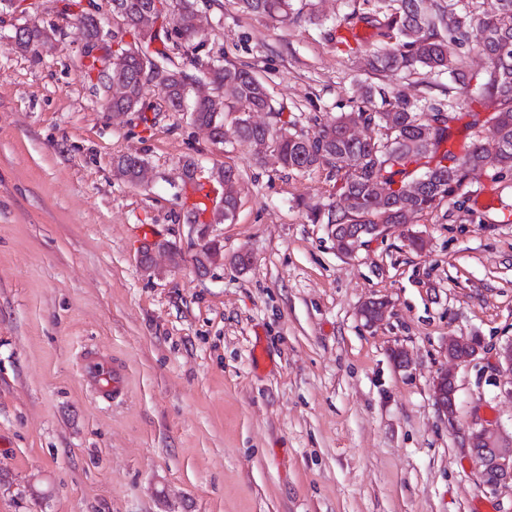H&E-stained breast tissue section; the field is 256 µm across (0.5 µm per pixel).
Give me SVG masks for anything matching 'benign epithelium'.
<instances>
[{
    "label": "benign epithelium",
    "instance_id": "obj_1",
    "mask_svg": "<svg viewBox=\"0 0 512 512\" xmlns=\"http://www.w3.org/2000/svg\"><path fill=\"white\" fill-rule=\"evenodd\" d=\"M91 52L99 58L98 67L108 73L112 72V53L103 50V43L96 45L82 44L80 54ZM211 179L223 186L222 196H213L209 201V214L205 223L197 224L199 227L198 247L196 256L206 269L211 264L206 255L205 247L211 245L208 240V227L210 219H224V198L235 195L234 183L224 182V178L212 171ZM333 229L331 237L335 241L338 253L342 256H354L361 246L369 239H378L386 235L388 224H340L329 225ZM389 303L385 299H378L375 303H365L360 311V318L372 326L381 322L386 315ZM484 353V342L478 336H450L448 337L447 354L450 368L438 373L433 382V394L439 410L447 418L448 424H453L456 418V379L454 367L475 361ZM479 445L484 455L480 466L482 467L483 484L490 491L495 492L502 488H512V435H504L499 427L485 424L471 430L467 437V448Z\"/></svg>",
    "mask_w": 512,
    "mask_h": 512
}]
</instances>
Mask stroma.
Here are the masks:
<instances>
[{"label": "stroma", "mask_w": 512, "mask_h": 512, "mask_svg": "<svg viewBox=\"0 0 512 512\" xmlns=\"http://www.w3.org/2000/svg\"><path fill=\"white\" fill-rule=\"evenodd\" d=\"M76 2L0 12V512H512V490L488 493L464 442L484 422L512 432L495 355L512 340V176L481 175L462 208L343 257L306 215L336 200L325 171H279L231 136L213 144L155 88L148 115L106 112L66 20ZM308 3L316 20L283 26L197 0V54L250 67L303 129L349 111L363 85L462 98L482 69L469 51L454 76L371 71L325 37L346 35L362 0H295ZM27 23L53 35L36 58L10 46ZM130 153L146 183L115 175ZM189 158L202 179L226 163L239 173L234 220L209 228L225 260L204 277ZM414 234L423 250L408 248ZM156 239L179 266L141 267ZM371 298L390 302L372 327L358 315ZM452 336L487 351L457 370L451 424L433 381ZM90 351L123 368L119 398L86 379Z\"/></svg>", "instance_id": "1"}]
</instances>
